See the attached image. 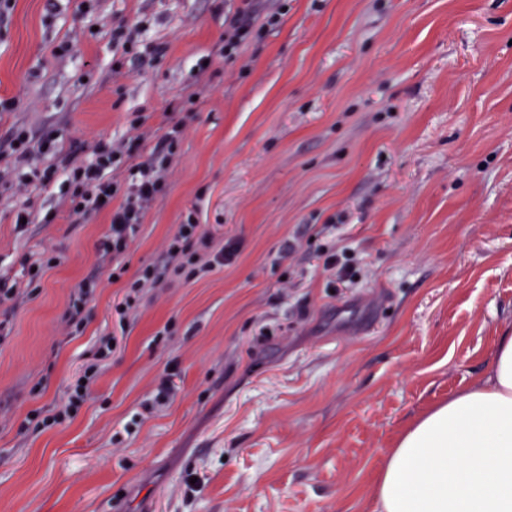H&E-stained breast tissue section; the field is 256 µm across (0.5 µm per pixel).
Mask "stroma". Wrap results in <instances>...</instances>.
<instances>
[{
    "label": "stroma",
    "mask_w": 512,
    "mask_h": 512,
    "mask_svg": "<svg viewBox=\"0 0 512 512\" xmlns=\"http://www.w3.org/2000/svg\"><path fill=\"white\" fill-rule=\"evenodd\" d=\"M281 3L227 62L241 0H97L86 15L76 0H14L0 141L52 133L87 160L139 118L143 162L180 125L126 278L191 213L201 257L230 239L238 251L147 290L77 416L23 432L120 331L125 283L101 251L110 210L79 224L59 184L24 198L0 184V286L24 290L0 339V512H372L398 435L483 377L512 332V0L252 6L261 18ZM137 20L134 56L112 28ZM330 243L353 282L324 272ZM87 278L97 289L71 333ZM172 365L171 401L145 412ZM238 8L224 29V40L219 49V54L227 61H234L241 46L252 38H260L268 27L279 22V12L269 14L264 21L258 24L252 15L249 4ZM97 283L94 280H83L78 283L71 292V302L67 313L66 326L74 328L75 332H79L83 325V312L94 296Z\"/></svg>",
    "instance_id": "obj_1"
}]
</instances>
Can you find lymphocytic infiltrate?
<instances>
[{
  "label": "lymphocytic infiltrate",
  "instance_id": "obj_1",
  "mask_svg": "<svg viewBox=\"0 0 512 512\" xmlns=\"http://www.w3.org/2000/svg\"><path fill=\"white\" fill-rule=\"evenodd\" d=\"M278 21V14L272 13L259 23L255 21L250 8H238L224 31L220 55L224 60H235L243 44L261 37L268 27L276 25ZM181 134V127H172L153 147L148 159L139 165L138 179L126 185L114 176L113 170L122 157L132 156V144L122 143L100 149L92 160L80 162L75 152H64L55 139L46 137L35 142L25 130L19 129L10 140L15 163L23 168L22 173L16 176V186L23 191L36 182L49 185L57 172L62 170L66 173L62 186L72 216L85 220L99 213L106 203L116 202L104 250L111 256L112 274L117 277L125 270L122 258L130 241L176 163L175 146ZM35 154L52 155L58 157L59 162L41 169L29 167L28 161ZM202 236V226L195 217H187L185 222L178 225L166 241L162 262L142 267L129 282L118 306L121 327H128L129 318L136 313L143 292L165 284L170 272L183 271L193 277L212 271L213 267L223 265L228 260L230 253L222 248L215 254L213 262L199 264L193 246ZM114 352L110 337L101 338L71 383L65 401L46 412L39 422L40 427L61 424L78 413Z\"/></svg>",
  "mask_w": 512,
  "mask_h": 512
}]
</instances>
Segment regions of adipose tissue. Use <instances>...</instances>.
<instances>
[{
  "mask_svg": "<svg viewBox=\"0 0 512 512\" xmlns=\"http://www.w3.org/2000/svg\"><path fill=\"white\" fill-rule=\"evenodd\" d=\"M371 499L373 512H512V334L480 381L407 425Z\"/></svg>",
  "mask_w": 512,
  "mask_h": 512,
  "instance_id": "obj_1",
  "label": "adipose tissue"
}]
</instances>
